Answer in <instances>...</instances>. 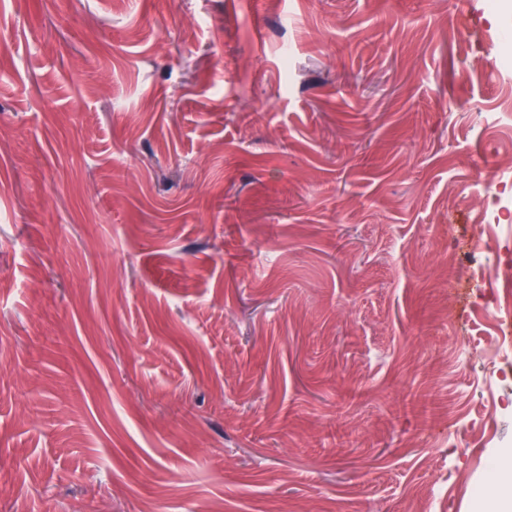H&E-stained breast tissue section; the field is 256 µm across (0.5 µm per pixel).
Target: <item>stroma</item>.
Wrapping results in <instances>:
<instances>
[{
	"instance_id": "35a3bbf8",
	"label": "stroma",
	"mask_w": 512,
	"mask_h": 512,
	"mask_svg": "<svg viewBox=\"0 0 512 512\" xmlns=\"http://www.w3.org/2000/svg\"><path fill=\"white\" fill-rule=\"evenodd\" d=\"M512 0H0V512L512 494L476 167ZM500 455L503 465L485 469Z\"/></svg>"
}]
</instances>
